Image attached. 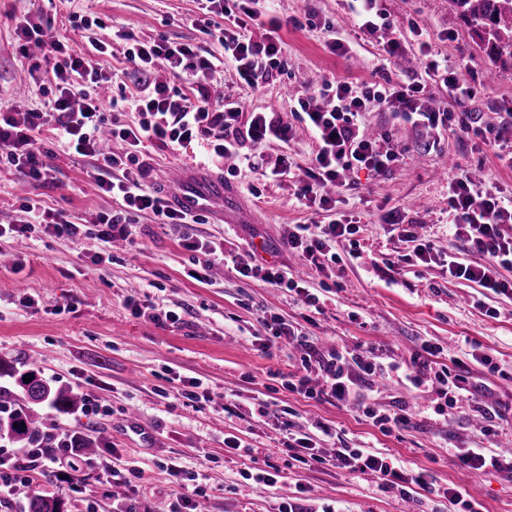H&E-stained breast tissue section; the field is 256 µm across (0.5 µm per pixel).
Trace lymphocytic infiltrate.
Listing matches in <instances>:
<instances>
[{
  "label": "lymphocytic infiltrate",
  "instance_id": "f902f5d3",
  "mask_svg": "<svg viewBox=\"0 0 512 512\" xmlns=\"http://www.w3.org/2000/svg\"><path fill=\"white\" fill-rule=\"evenodd\" d=\"M206 11L223 10L231 18L220 41L222 56L202 54L196 46L158 37L147 43H136L128 48L126 59L136 70H148L155 59L168 61L178 79V87L156 83L140 90L133 99L138 123L130 125L120 120L106 122L101 92L109 78L87 58L75 54L63 41L46 35V26L28 19L16 26L22 52L37 49L50 62L55 76L54 96L49 111L18 112L0 108V163L14 167L34 182L48 180L51 168L47 162L51 152L39 136L45 127H53L56 141L63 152L75 157H92L97 162L96 181L101 191L119 195L123 200L120 210L99 215L97 222L101 235L107 240L125 239L131 234L132 217L138 213H152L161 224H196L199 213H191L171 205L161 191L145 192L142 181L149 166L141 159L144 141H156L166 146L181 147L198 143L208 157L217 161L235 160L243 151L258 149L264 143H288L293 138L291 126L281 113H245L241 99L231 96L212 102L201 79L223 66L225 58L235 62V77L247 86L256 88L272 81L280 64L281 39L279 23H271L260 37L245 36L248 25H260L261 15L237 0L236 9H229L225 0H205ZM420 53L425 56L426 79L417 84L403 82H364L361 84L337 79L323 82L320 94L326 105H315L312 97L301 95L297 107L304 114L307 129L317 149L306 169V180L297 191L298 200L306 207L322 211L333 210L334 194L343 189V177L350 170H368L383 173L396 166L401 153L381 150L376 141L360 131L365 112L372 109L395 112L398 118L412 126L431 132L447 127L451 115L441 106L426 107L422 98L432 89L447 90L449 97H472L474 89L465 76L452 64H442L429 57V43H422ZM126 143L127 150L118 155L104 151L102 131ZM119 169L123 178L109 179L110 171ZM22 208L32 217L31 222L11 227V234L24 236L34 225H43L45 233L76 238L82 235L81 225L67 220L61 213L48 214L35 199L26 200ZM448 210L453 215L449 233L462 241L467 251L483 255L484 261L472 264L459 258H450L448 273L499 295H512V280L501 277V269L512 266V197L501 196L499 190L481 189L469 178H454L448 186ZM354 221L335 220L319 225L310 232L307 225L291 224L284 230L289 249L315 266L336 263L334 252L339 239L356 234ZM183 245L191 251L206 255L223 254L225 261L243 277L294 291L298 302L307 307H318L319 299L287 269L276 265H258L246 262L237 253L225 252L223 244L198 241L185 234ZM269 330L268 343H283L301 348L300 367L286 383L289 391L307 399L328 400L346 404L368 381L399 377L407 386L418 389L430 386L436 397L438 414L455 409L460 400L481 408L488 419H495V407L482 405L479 386L471 381V364L492 368L487 354L473 355L471 362L451 357L449 363L431 364L433 356L442 354L440 344L423 341L419 354L406 362L377 364L358 356L346 357L333 351L320 353L308 336L288 320L269 314L264 318ZM331 431L321 423L302 427L291 433L285 443L291 460L324 469H342L351 473H377L379 488L384 492L407 494L416 485L428 493L460 507L462 512H477V503L467 492L425 479L423 474L393 467L381 453L365 448H336L326 453L321 444ZM457 457L465 471L478 475L495 471L512 478V458H506L496 449L462 448ZM80 455L73 448H59L50 456H42L24 448L11 466L0 467V496L14 495L18 488L34 486V473L66 474L74 469Z\"/></svg>",
  "mask_w": 512,
  "mask_h": 512
}]
</instances>
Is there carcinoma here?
Returning <instances> with one entry per match:
<instances>
[{
	"mask_svg": "<svg viewBox=\"0 0 512 512\" xmlns=\"http://www.w3.org/2000/svg\"><path fill=\"white\" fill-rule=\"evenodd\" d=\"M453 8L479 38L478 47L491 63L507 55L512 59V0H450ZM31 377L26 383L24 376ZM0 436L38 454H49L59 447L60 436L44 409L60 415L75 413L83 403V394L74 388L52 386L34 365L18 360L0 364ZM107 435L100 432L95 440L76 432L69 438L75 448L96 456L99 442ZM29 512H62L61 501L37 494L30 499Z\"/></svg>",
	"mask_w": 512,
	"mask_h": 512,
	"instance_id": "1",
	"label": "carcinoma"
}]
</instances>
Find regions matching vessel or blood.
Segmentation results:
<instances>
[{
    "label": "vessel or blood",
    "mask_w": 512,
    "mask_h": 512,
    "mask_svg": "<svg viewBox=\"0 0 512 512\" xmlns=\"http://www.w3.org/2000/svg\"><path fill=\"white\" fill-rule=\"evenodd\" d=\"M216 199L225 200L224 221L228 224H242L246 215L237 206L236 192L225 185L221 176L215 175L201 180L191 174H181L177 183L170 188V201L173 206L193 212L208 206Z\"/></svg>",
    "instance_id": "vessel-or-blood-1"
}]
</instances>
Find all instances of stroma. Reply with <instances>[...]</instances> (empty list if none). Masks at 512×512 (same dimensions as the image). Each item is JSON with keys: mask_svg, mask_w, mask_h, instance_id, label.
<instances>
[{"mask_svg": "<svg viewBox=\"0 0 512 512\" xmlns=\"http://www.w3.org/2000/svg\"><path fill=\"white\" fill-rule=\"evenodd\" d=\"M379 5L393 23L379 31V40L403 35L400 56L384 59L376 42L359 39L347 0H315L312 18L305 14L304 0H274L272 15L282 24L276 80L250 89L233 80L229 62L206 78L212 98L231 94L242 98L248 111L283 113L294 129L290 144L267 143L252 162L224 176L237 189L249 223L224 224L211 211L203 223L186 227L159 224L143 213L131 229L132 242L108 243L95 220L118 209L120 200L99 191L92 158L57 153L50 161L52 178L45 183L0 167V225L22 219L25 198L34 197L44 208L66 211L86 230L77 239L35 230L0 242V361L29 359L53 386L76 387L96 399L98 415H58L54 421L62 431L77 429L90 438L105 429L109 444L97 457L99 465L117 467L130 477L123 486L82 468L67 478L39 475L40 493L60 499L65 512H127L132 506L137 512H168L176 492L168 471L174 461L199 473L206 512H278L282 496L298 483L306 486L313 512L326 503L338 512H448V502L435 501L418 487L406 495L380 492L377 476L369 472L289 467L279 447L289 424L306 420L329 425L337 445L369 448L426 478L460 485L477 498L481 512H512V479L497 472L470 475L454 454L458 448L512 443V298L469 287L450 278L440 264L447 256L467 255L463 243L448 234L449 179L465 176L478 187L512 195V166L493 144L446 130L428 134L393 113L375 110L365 114V130L382 148L402 149L394 170L350 172L351 187L332 213L314 212L295 197L316 150L293 111L296 97L308 93L310 83L333 78L423 80L419 37L430 38L438 62L471 66L467 78L476 91L473 98L437 94L454 120L470 116L496 127L512 118V66H490L449 0H380ZM27 17L47 20L53 37L97 63L110 77V94L130 124L138 114L127 105V96L145 82L173 80L162 59L148 74L135 71L125 59L130 44L163 35L217 55L222 48L215 33L225 25L223 15L204 14L199 0H0V106L19 112L47 111L55 85L48 63L20 53L14 29ZM203 17L210 21L211 34L194 24ZM415 25L422 36L412 34ZM336 31L351 43L352 57L327 49ZM97 41L107 43L106 54L95 53ZM284 153L293 160V178L266 180L263 169ZM144 158L150 173L143 185L149 191L163 189L166 174L215 170L204 164L195 143L175 150L149 143ZM395 207L431 240L438 262L426 266L412 259V243L383 220ZM339 212L358 219L359 249L338 242L341 260L325 271L289 252L282 239L285 225L328 224ZM187 232L204 242H223L228 250L244 249L253 263L298 272L314 288L318 309L303 307L286 289L221 264L214 265L208 280L191 278L204 255L182 247ZM130 295L140 305L178 314L179 322L135 316L125 304ZM265 311L301 324L324 353L337 349L370 361L400 362L428 340L460 357L473 350L490 355L498 370L484 372L482 383L487 402L502 412L497 435H484L482 418L471 410L437 414L431 394L409 389L397 378L372 385L364 404L382 412L407 410L409 426L388 435L364 420L363 406L309 400L282 388V380L295 373L301 351L285 345L263 348L267 330L260 315ZM194 379L211 392L210 402L200 407L181 395ZM268 384L274 390L266 392L267 412L255 415L253 399ZM132 415L141 433L128 425ZM230 435L258 448L259 461L286 470L287 481L273 488L243 479L240 472L250 462L225 456L224 439Z\"/></svg>", "mask_w": 512, "mask_h": 512, "instance_id": "35a3bbf8", "label": "stroma"}]
</instances>
